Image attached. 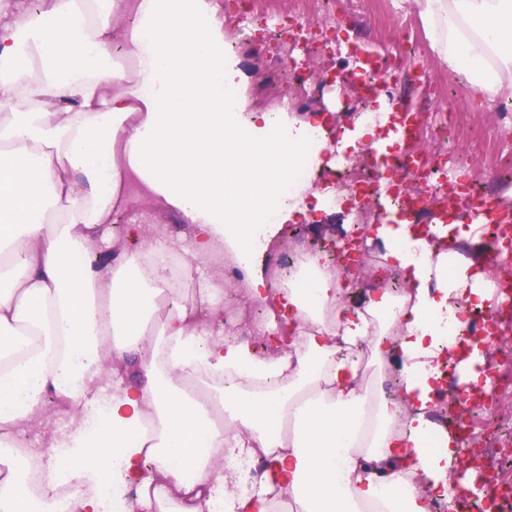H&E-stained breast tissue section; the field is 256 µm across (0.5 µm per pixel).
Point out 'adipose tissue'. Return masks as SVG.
<instances>
[{
  "mask_svg": "<svg viewBox=\"0 0 512 512\" xmlns=\"http://www.w3.org/2000/svg\"><path fill=\"white\" fill-rule=\"evenodd\" d=\"M401 3L481 102L512 100V0ZM390 110L380 97L333 138L326 113L251 110L218 0H0V512H55L60 500L104 512L101 491L120 497L133 483L131 512L217 500L272 512L275 491L281 512L453 501L457 451L434 422L448 330L498 288L473 217L450 224L451 252L405 224L371 225L377 279L353 307V280L322 253L278 288L260 256L309 210L342 212L301 173L396 151ZM148 202L192 228L197 263L180 287L156 259L181 251L171 238L95 263L98 232ZM268 210L276 220L261 224ZM220 261L245 271L244 299L274 303L263 347L225 342L209 272ZM390 272L403 294L384 285ZM50 392L68 427L28 450L34 486L14 451ZM212 403L226 428H214ZM260 453L270 470L238 492L236 462Z\"/></svg>",
  "mask_w": 512,
  "mask_h": 512,
  "instance_id": "adipose-tissue-1",
  "label": "adipose tissue"
}]
</instances>
